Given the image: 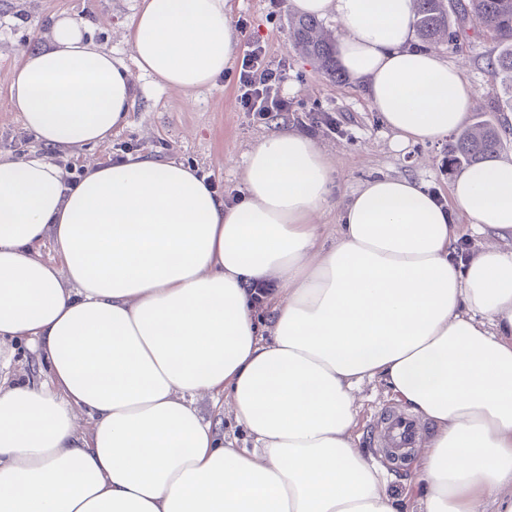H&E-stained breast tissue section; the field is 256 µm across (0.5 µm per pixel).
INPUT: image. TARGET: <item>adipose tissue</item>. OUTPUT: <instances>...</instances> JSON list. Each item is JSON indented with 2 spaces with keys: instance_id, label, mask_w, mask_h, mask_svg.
<instances>
[{
  "instance_id": "1",
  "label": "adipose tissue",
  "mask_w": 512,
  "mask_h": 512,
  "mask_svg": "<svg viewBox=\"0 0 512 512\" xmlns=\"http://www.w3.org/2000/svg\"><path fill=\"white\" fill-rule=\"evenodd\" d=\"M225 4L142 0L140 71L185 93L222 75L236 44ZM290 4L336 21L339 61L396 148L465 124L460 68L408 47L414 0ZM134 89L66 16L10 83L52 150L110 140ZM335 168L310 138L271 133L228 204L176 161L93 163L72 184L45 156L0 158V341L26 339L47 371L14 384L0 361V512H399L353 434L371 381L427 428L410 464L419 512H512V251L457 262L453 220L512 235V160L463 170L450 208L416 180L371 178L327 245L315 219ZM258 282L276 287L261 305ZM205 396L250 446L219 440Z\"/></svg>"
}]
</instances>
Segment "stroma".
Listing matches in <instances>:
<instances>
[{"label":"stroma","instance_id":"stroma-1","mask_svg":"<svg viewBox=\"0 0 512 512\" xmlns=\"http://www.w3.org/2000/svg\"><path fill=\"white\" fill-rule=\"evenodd\" d=\"M138 6L139 0H0V157L21 161L42 152L71 178L89 163H107L123 154L174 160L197 168L225 201L233 202L242 194L239 174L245 151L259 137L287 127L311 138L336 163L331 200L318 218L323 243H330L337 233L338 201L379 175L416 179L442 202L452 204L450 188L456 170L448 165L447 142L395 149L394 135L372 109L365 86L349 78L330 81L293 47L289 0L226 2L236 33V56H243L256 41L264 47L271 67L285 69L281 91L293 107L263 120L240 107L235 69L189 94L158 87L136 72L129 32ZM59 14L79 23L88 41L110 50L133 70L136 100L126 126L113 132L108 142L47 152L14 111L10 81L23 52L47 40L51 21ZM435 51L449 63L462 64L465 80L477 91L469 122L498 127L502 134L498 155L512 157V79L492 78L490 38L470 30L456 42L438 44ZM328 115L334 117V127L325 126ZM358 404L354 429L358 446L380 456L377 421L398 403L375 381L361 387Z\"/></svg>","mask_w":512,"mask_h":512}]
</instances>
